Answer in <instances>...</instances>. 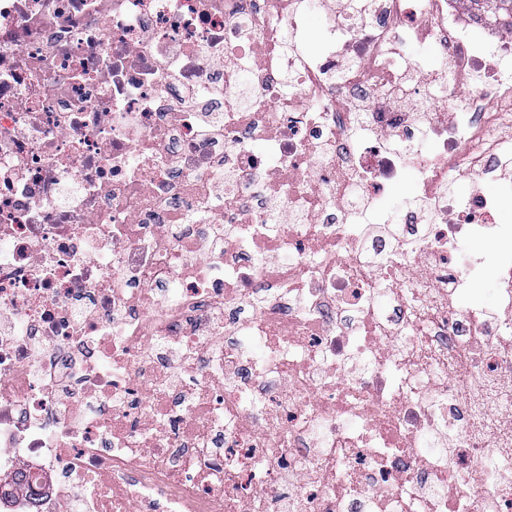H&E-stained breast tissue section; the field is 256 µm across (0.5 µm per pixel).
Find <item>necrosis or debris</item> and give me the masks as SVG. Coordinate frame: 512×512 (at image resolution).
Listing matches in <instances>:
<instances>
[{
    "mask_svg": "<svg viewBox=\"0 0 512 512\" xmlns=\"http://www.w3.org/2000/svg\"><path fill=\"white\" fill-rule=\"evenodd\" d=\"M472 26L0 0V512H512V32ZM483 242L501 314L456 302Z\"/></svg>",
    "mask_w": 512,
    "mask_h": 512,
    "instance_id": "necrosis-or-debris-1",
    "label": "necrosis or debris"
}]
</instances>
